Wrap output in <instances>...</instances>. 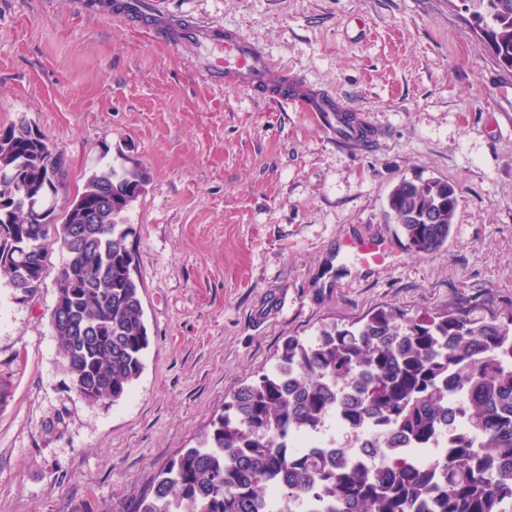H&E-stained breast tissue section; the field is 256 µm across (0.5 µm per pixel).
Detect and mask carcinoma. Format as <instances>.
<instances>
[{
  "instance_id": "1",
  "label": "carcinoma",
  "mask_w": 512,
  "mask_h": 512,
  "mask_svg": "<svg viewBox=\"0 0 512 512\" xmlns=\"http://www.w3.org/2000/svg\"><path fill=\"white\" fill-rule=\"evenodd\" d=\"M492 35L498 64H512V0H462ZM67 174L40 130L0 126V278L36 294L46 241L67 258L50 313L73 389L97 403L126 398L149 347L141 282L124 214L146 189V168L127 160L92 171L63 224L46 207ZM16 184H36L24 196ZM458 206L445 180L401 181L387 215L415 251L448 240ZM379 437L373 465L337 452L286 453L328 416ZM456 419L448 446L416 460ZM281 487L270 498L272 487ZM512 512V311L481 304L409 316L380 306L350 326L289 338L276 362L224 401L198 446L183 449L134 512Z\"/></svg>"
}]
</instances>
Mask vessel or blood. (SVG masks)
<instances>
[{
  "label": "vessel or blood",
  "mask_w": 512,
  "mask_h": 512,
  "mask_svg": "<svg viewBox=\"0 0 512 512\" xmlns=\"http://www.w3.org/2000/svg\"><path fill=\"white\" fill-rule=\"evenodd\" d=\"M119 11L123 18L143 24L171 47L189 42L218 51V58L207 62L203 68V76L208 82L250 89L272 102L291 105L307 113L318 128L336 141L369 139L368 123L338 102L334 95L306 84L300 76L288 71L279 72V83L270 84V74L277 72L273 59L239 30L189 20L176 25L169 16L155 12L147 0H122Z\"/></svg>",
  "instance_id": "1"
}]
</instances>
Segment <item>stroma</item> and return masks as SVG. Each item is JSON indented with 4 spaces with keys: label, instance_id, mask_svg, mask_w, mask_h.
Masks as SVG:
<instances>
[{
    "label": "stroma",
    "instance_id": "obj_1",
    "mask_svg": "<svg viewBox=\"0 0 512 512\" xmlns=\"http://www.w3.org/2000/svg\"><path fill=\"white\" fill-rule=\"evenodd\" d=\"M236 28L278 68L346 102L372 144L327 138L306 113L214 86L193 44L172 48L75 0H0V125L37 127L66 159L64 214L101 161L151 176L126 211L150 338L131 395L72 388L50 322L65 252L41 290L0 282V512H133L224 400L288 337L381 305L512 310V83L459 0H158ZM454 183L445 246L413 251L385 211L402 179ZM384 236L365 265L341 245Z\"/></svg>",
    "mask_w": 512,
    "mask_h": 512
}]
</instances>
